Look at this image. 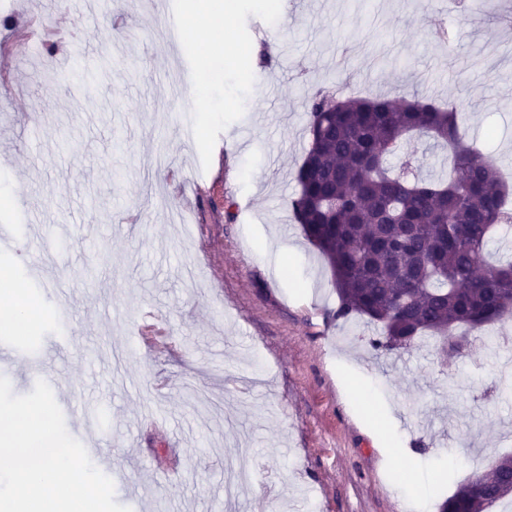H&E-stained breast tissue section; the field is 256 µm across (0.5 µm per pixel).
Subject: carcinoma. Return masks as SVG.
I'll return each mask as SVG.
<instances>
[{
	"instance_id": "1",
	"label": "carcinoma",
	"mask_w": 512,
	"mask_h": 512,
	"mask_svg": "<svg viewBox=\"0 0 512 512\" xmlns=\"http://www.w3.org/2000/svg\"><path fill=\"white\" fill-rule=\"evenodd\" d=\"M309 147L295 179L293 219L330 268L336 319L381 326L370 346L404 354L424 334L442 337L443 363L462 357L470 343L451 330H479L512 315L498 305L512 293V259L494 265L486 250L493 234L511 233L512 207L497 168L462 142L460 112L416 96L307 101ZM414 135L448 145L452 170L427 180L413 161L394 169L388 158ZM512 455L463 483L440 512H487L508 498Z\"/></svg>"
}]
</instances>
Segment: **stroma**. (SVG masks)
<instances>
[{
	"label": "stroma",
	"mask_w": 512,
	"mask_h": 512,
	"mask_svg": "<svg viewBox=\"0 0 512 512\" xmlns=\"http://www.w3.org/2000/svg\"><path fill=\"white\" fill-rule=\"evenodd\" d=\"M212 0H0L13 86L0 93V251L11 287L48 313L0 330V376L32 392L33 358L68 432L131 512H439L458 483L512 451V317L482 327L453 370L427 340L373 354V327L334 320L329 269L290 207L309 145L308 97L413 94L464 111L460 131L512 172V32L448 0H235L233 67L202 68ZM75 31L94 59L84 98L30 16ZM205 85L207 104L190 99ZM191 122L193 138L182 125ZM72 148L57 151L59 137ZM127 143L113 151L114 139ZM298 251L284 288L258 245ZM172 344L133 349L144 319ZM358 377L372 415L351 401ZM108 424L83 428L84 411ZM376 419L395 442L378 443ZM149 483L142 499L128 481Z\"/></svg>",
	"instance_id": "obj_1"
}]
</instances>
